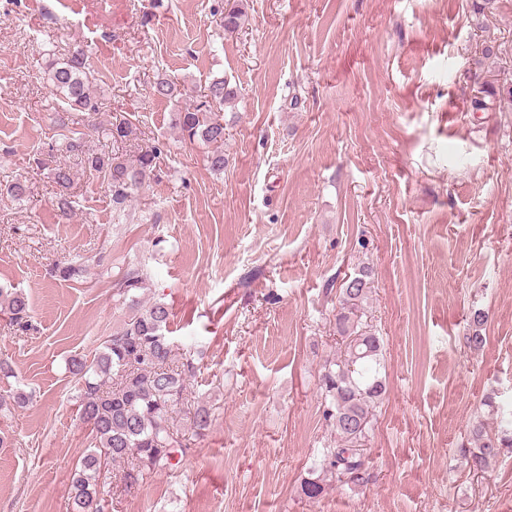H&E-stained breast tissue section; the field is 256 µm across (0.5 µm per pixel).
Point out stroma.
<instances>
[{
    "label": "stroma",
    "instance_id": "1",
    "mask_svg": "<svg viewBox=\"0 0 512 512\" xmlns=\"http://www.w3.org/2000/svg\"><path fill=\"white\" fill-rule=\"evenodd\" d=\"M50 3L0 0V287L28 297L34 324L0 315V395H32L0 408V512H70L94 439L68 363L157 301L196 365L172 414L190 450L126 493L102 474L105 512H512V454L480 474L463 457L484 400H512V0L480 16L475 0H247L232 37L226 0H80L53 21ZM79 45L101 102L90 114L63 112L43 79ZM162 77L180 96L155 95ZM220 77L238 99L216 172L178 117ZM119 123L133 128L121 141ZM88 124L86 152L160 151L122 218L61 149ZM53 145L73 172L66 219L33 162ZM57 262L75 275H51ZM363 265L387 386L369 480L311 500L300 483L334 442L318 384L340 349L334 288ZM129 268L145 284L116 300ZM200 405L211 424L197 436ZM247 21V12L243 1L232 0L228 3V7L224 10L221 27L224 29L225 35L233 36L239 33Z\"/></svg>",
    "mask_w": 512,
    "mask_h": 512
}]
</instances>
